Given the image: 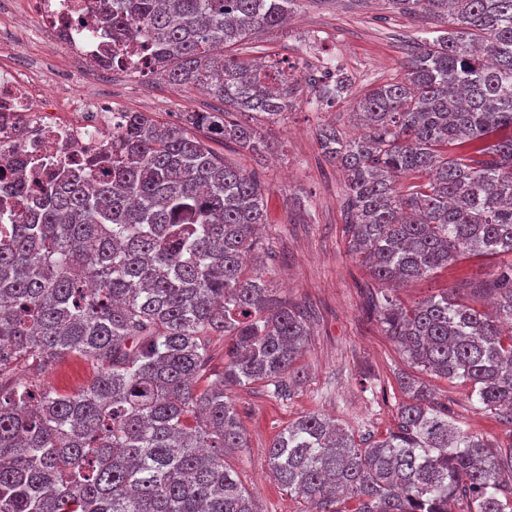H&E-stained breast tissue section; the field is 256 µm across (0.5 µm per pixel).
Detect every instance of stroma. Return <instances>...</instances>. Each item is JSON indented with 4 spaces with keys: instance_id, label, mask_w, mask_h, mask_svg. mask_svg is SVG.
Instances as JSON below:
<instances>
[{
    "instance_id": "1",
    "label": "stroma",
    "mask_w": 512,
    "mask_h": 512,
    "mask_svg": "<svg viewBox=\"0 0 512 512\" xmlns=\"http://www.w3.org/2000/svg\"><path fill=\"white\" fill-rule=\"evenodd\" d=\"M28 8V0H0V67L33 72L53 86L51 107L63 120H78L72 102L79 97L103 98L114 111L144 112L165 123L186 112L218 107L217 99L189 86L83 65L49 41L28 49L13 47L14 19ZM434 35V25L397 12L387 0H368L356 8L344 0H297L289 23L238 47L240 58H283L298 63L304 75L315 77L320 76L324 59L331 57L350 79L347 93L329 106L313 108L307 90L287 119L262 126V134L277 146L274 155L261 158L232 146L223 150L227 162L256 174L264 187V277L280 288L284 299L310 315L311 336L298 364L301 378L289 395H274L272 387L260 383L235 388L230 394L247 445L226 455L225 462L257 497L263 512L305 509L269 475V445L288 423L319 413L336 419L359 439L385 434L397 424L403 400L397 378L404 374L434 387L438 404L457 424L502 451L512 450L511 424L498 414L477 411L466 385L448 383L410 366L375 317L368 315L377 286L348 250L343 232L344 177L324 160L316 140V128L325 122L346 138L360 136L362 129L352 117L355 102L376 85L400 80L408 47ZM64 72L74 73L76 84H58ZM491 263L488 257L455 262L398 289L394 296L408 306L453 288L478 309L491 310L492 296L478 287Z\"/></svg>"
}]
</instances>
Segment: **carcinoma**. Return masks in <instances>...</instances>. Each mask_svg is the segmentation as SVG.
<instances>
[{
  "label": "carcinoma",
  "mask_w": 512,
  "mask_h": 512,
  "mask_svg": "<svg viewBox=\"0 0 512 512\" xmlns=\"http://www.w3.org/2000/svg\"><path fill=\"white\" fill-rule=\"evenodd\" d=\"M297 0H97L119 45L146 42L160 74L208 92L217 112L160 125L126 113L112 153L57 165L25 194L0 247V512H262L224 454L246 447L234 386L283 391L309 336L299 308L262 276L263 190L199 137L260 156L268 141L234 120L277 124L300 80L226 48L282 24ZM451 25L418 43L404 78L357 101L369 129L317 131L344 174L350 250L372 280H421L463 258L512 256V0H390ZM315 101L347 90L308 78ZM417 182L407 188L400 179ZM482 288L490 314L444 288L409 308L370 301L409 363L465 384L478 411L512 424V262ZM224 370L208 369L213 342ZM69 358L92 380L60 393L41 375ZM398 426L366 442L315 413L269 446L268 468L313 512H512V455L456 425L433 390L397 379Z\"/></svg>",
  "instance_id": "carcinoma-1"
}]
</instances>
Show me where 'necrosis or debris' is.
Masks as SVG:
<instances>
[{"mask_svg":"<svg viewBox=\"0 0 512 512\" xmlns=\"http://www.w3.org/2000/svg\"><path fill=\"white\" fill-rule=\"evenodd\" d=\"M96 0H31L32 24L23 37L50 32L70 55L142 76L149 65L135 43L113 47L112 33L97 21ZM48 88L11 70L0 69V184L11 183L17 164H74L112 149V130L125 121L103 99L93 101L84 120L66 122L45 108Z\"/></svg>","mask_w":512,"mask_h":512,"instance_id":"1","label":"necrosis or debris"}]
</instances>
